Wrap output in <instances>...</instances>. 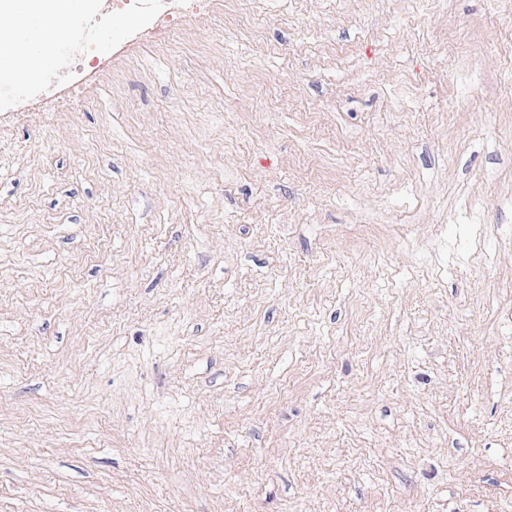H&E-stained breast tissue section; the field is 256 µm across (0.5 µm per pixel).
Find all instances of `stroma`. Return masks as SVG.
<instances>
[{
    "mask_svg": "<svg viewBox=\"0 0 512 512\" xmlns=\"http://www.w3.org/2000/svg\"><path fill=\"white\" fill-rule=\"evenodd\" d=\"M0 112V512H512V0H164Z\"/></svg>",
    "mask_w": 512,
    "mask_h": 512,
    "instance_id": "1",
    "label": "stroma"
}]
</instances>
